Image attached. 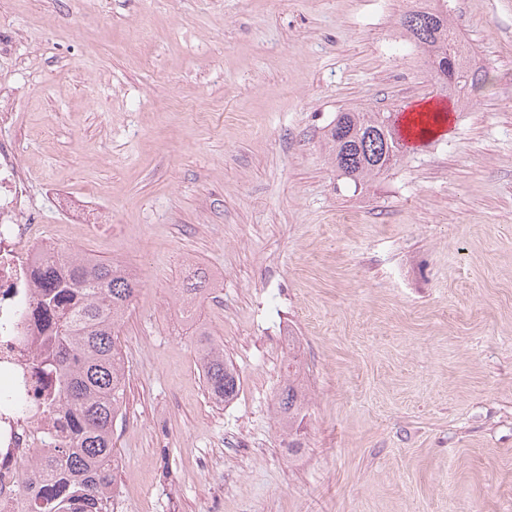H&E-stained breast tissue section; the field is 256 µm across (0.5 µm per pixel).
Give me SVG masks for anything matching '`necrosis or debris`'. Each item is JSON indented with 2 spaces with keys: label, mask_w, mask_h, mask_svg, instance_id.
Here are the masks:
<instances>
[{
  "label": "necrosis or debris",
  "mask_w": 512,
  "mask_h": 512,
  "mask_svg": "<svg viewBox=\"0 0 512 512\" xmlns=\"http://www.w3.org/2000/svg\"><path fill=\"white\" fill-rule=\"evenodd\" d=\"M34 228L27 174L15 145L0 141V382L11 392L0 400V512H28L20 481L34 453H54L48 412L54 383L40 371L35 352L46 326L33 316L32 277L40 264ZM18 398L28 404L26 415L15 412Z\"/></svg>",
  "instance_id": "necrosis-or-debris-1"
}]
</instances>
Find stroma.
<instances>
[{
  "mask_svg": "<svg viewBox=\"0 0 512 512\" xmlns=\"http://www.w3.org/2000/svg\"><path fill=\"white\" fill-rule=\"evenodd\" d=\"M418 7L0 0L19 89L0 139L42 242L142 283L119 330V512H512V0H447L487 81L445 131L362 191L323 146L345 109L447 99L401 26ZM198 266L228 403L173 293ZM293 344L296 453L276 414Z\"/></svg>",
  "mask_w": 512,
  "mask_h": 512,
  "instance_id": "obj_1",
  "label": "stroma"
}]
</instances>
